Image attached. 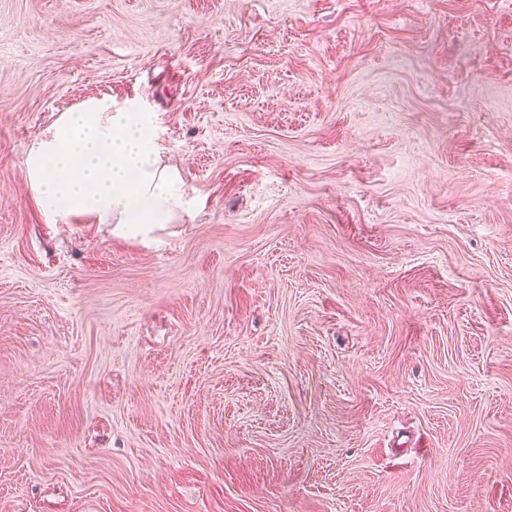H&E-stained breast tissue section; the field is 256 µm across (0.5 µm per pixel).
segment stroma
Masks as SVG:
<instances>
[{
	"mask_svg": "<svg viewBox=\"0 0 512 512\" xmlns=\"http://www.w3.org/2000/svg\"><path fill=\"white\" fill-rule=\"evenodd\" d=\"M101 97L146 238L24 177ZM0 512H512V0H0ZM154 123L151 112L112 110L107 97L63 112L23 157L26 179L47 219L68 224L88 216L134 237L148 235L157 224L177 223L189 201L179 170L160 165L151 139Z\"/></svg>",
	"mask_w": 512,
	"mask_h": 512,
	"instance_id": "stroma-1",
	"label": "stroma"
}]
</instances>
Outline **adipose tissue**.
Segmentation results:
<instances>
[{
    "label": "adipose tissue",
    "instance_id": "1",
    "mask_svg": "<svg viewBox=\"0 0 512 512\" xmlns=\"http://www.w3.org/2000/svg\"><path fill=\"white\" fill-rule=\"evenodd\" d=\"M154 123L153 113L113 108L106 97L62 113L23 157L47 219L88 216L134 237L177 223L189 201L178 169L159 162Z\"/></svg>",
    "mask_w": 512,
    "mask_h": 512
}]
</instances>
